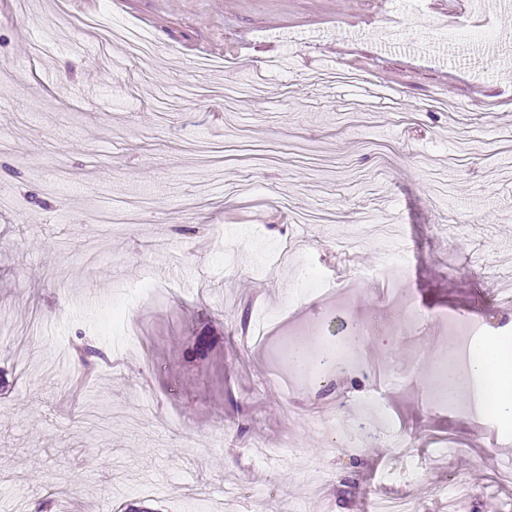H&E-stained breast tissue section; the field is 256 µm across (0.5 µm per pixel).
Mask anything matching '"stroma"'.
<instances>
[{
	"label": "stroma",
	"mask_w": 512,
	"mask_h": 512,
	"mask_svg": "<svg viewBox=\"0 0 512 512\" xmlns=\"http://www.w3.org/2000/svg\"><path fill=\"white\" fill-rule=\"evenodd\" d=\"M0 0V512H512V427L430 405L448 338L364 342L379 375L289 376L279 339L329 343L392 306L512 322V0ZM149 35L128 57L102 12ZM460 24L487 42L454 43ZM262 98L224 109L255 71ZM401 228L402 269L364 219ZM233 236L232 257L224 238ZM325 278L297 295L303 268ZM280 312L265 345L256 307ZM97 352L79 407V340ZM413 366L406 386L384 378ZM378 398L411 451L312 419ZM451 442L446 457L434 449ZM466 489L440 487L458 477Z\"/></svg>",
	"instance_id": "1"
}]
</instances>
